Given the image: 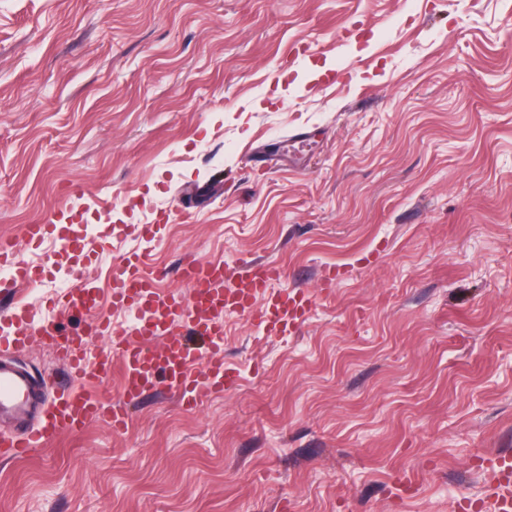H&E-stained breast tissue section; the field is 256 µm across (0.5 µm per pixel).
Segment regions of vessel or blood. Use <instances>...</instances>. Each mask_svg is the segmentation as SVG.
<instances>
[{
    "label": "vessel or blood",
    "mask_w": 512,
    "mask_h": 512,
    "mask_svg": "<svg viewBox=\"0 0 512 512\" xmlns=\"http://www.w3.org/2000/svg\"><path fill=\"white\" fill-rule=\"evenodd\" d=\"M30 240L53 237L59 256L75 251L76 242L64 227L31 224ZM0 265L9 267L0 280V292L15 293L20 284L41 278V268L19 261L11 239L0 237ZM234 266L240 269L234 289H223L229 272L223 261L186 259L181 279L187 296L160 294L163 276L146 268L143 255L133 253L112 266V303L136 313L135 323L121 330L103 321H89L77 332L62 330L55 322L31 326L21 309L0 311V321L10 332L0 336V418L31 416L37 423L21 435L0 437V453L24 458L46 446L61 433L76 432L94 418L105 417L113 430L125 429L130 401L157 387L175 393L188 407L199 404L200 391L224 392L233 381L224 367V314L233 310L247 315L254 326L266 333H287L296 328L312 306L301 292L273 291L282 275L280 266L260 262L241 254ZM98 290L75 275L63 296L64 307L74 314H87L98 304ZM204 340L203 347L191 346L189 336ZM106 336L111 350L88 362L84 348L90 337ZM38 343L54 348L67 364L73 384L58 390L50 402H43L42 390L22 368L11 362L8 353ZM121 378L119 395L104 401L86 390L101 384L112 374ZM495 512H512V457L498 455L489 461Z\"/></svg>",
    "instance_id": "b4317fda"
}]
</instances>
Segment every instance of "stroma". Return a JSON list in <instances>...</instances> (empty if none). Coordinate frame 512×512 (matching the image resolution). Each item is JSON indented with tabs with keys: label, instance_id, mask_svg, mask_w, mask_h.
Listing matches in <instances>:
<instances>
[{
	"label": "stroma",
	"instance_id": "obj_1",
	"mask_svg": "<svg viewBox=\"0 0 512 512\" xmlns=\"http://www.w3.org/2000/svg\"><path fill=\"white\" fill-rule=\"evenodd\" d=\"M52 219L76 264L28 239ZM1 236L45 270L35 324H83L52 304L73 267L128 326L134 251L183 296L184 255L246 252L312 308L285 336L226 314L237 385L198 407L161 389L0 458V512H456L512 454V0H0Z\"/></svg>",
	"mask_w": 512,
	"mask_h": 512
}]
</instances>
